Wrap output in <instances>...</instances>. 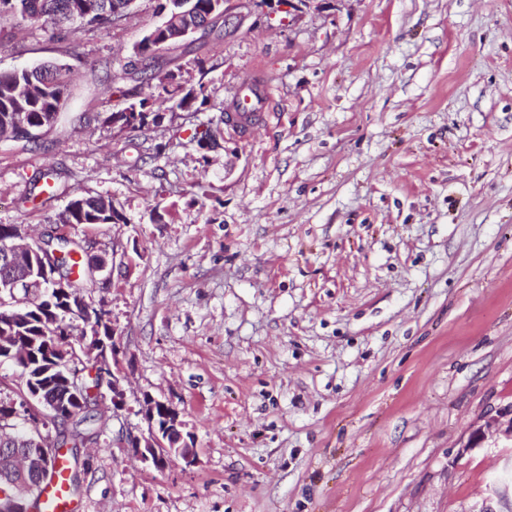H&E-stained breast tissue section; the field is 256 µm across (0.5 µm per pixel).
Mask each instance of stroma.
Here are the masks:
<instances>
[{
    "mask_svg": "<svg viewBox=\"0 0 512 512\" xmlns=\"http://www.w3.org/2000/svg\"><path fill=\"white\" fill-rule=\"evenodd\" d=\"M155 5L78 26L74 122L0 141V224L39 235L80 195L126 217L63 228L117 261L86 299L123 405L101 386L78 512H476L512 410V0L235 8L158 58L205 59V107L118 133L109 76ZM60 57L48 24L0 22L1 71ZM247 79L265 111L199 148ZM49 166L59 191L29 200ZM148 397L179 411L193 463L133 456Z\"/></svg>",
    "mask_w": 512,
    "mask_h": 512,
    "instance_id": "1",
    "label": "stroma"
}]
</instances>
